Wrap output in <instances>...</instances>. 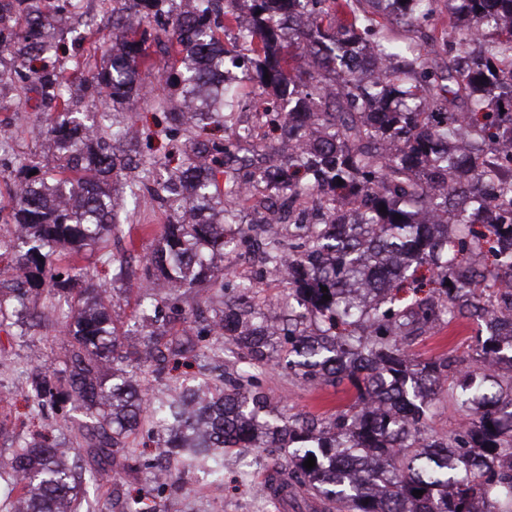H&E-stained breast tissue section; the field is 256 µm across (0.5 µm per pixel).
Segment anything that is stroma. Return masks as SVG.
<instances>
[{
  "mask_svg": "<svg viewBox=\"0 0 512 512\" xmlns=\"http://www.w3.org/2000/svg\"><path fill=\"white\" fill-rule=\"evenodd\" d=\"M112 6V0H84L81 13L67 19L64 25L65 30L84 33L81 44L67 46L61 59L70 83L69 91L81 110L85 109L87 100L80 87L92 80L102 62L106 49L103 36L108 32ZM50 119V113L43 109L19 104L15 91L0 90V139L11 146L9 152H0V239L14 237L11 204L14 171L19 161L40 156L37 134L47 128ZM168 220V212L156 202L142 199L125 224L122 236L113 241L111 251H86L77 259L78 265L109 278L112 315L127 338L150 328L137 308L142 292L139 277L144 254L155 244ZM224 271L233 280L243 274L250 275L258 285L259 299L268 306L269 319L278 320L286 314V282L263 275L258 269L243 268L242 256L236 251L225 254ZM481 332L479 323L460 318L440 324L434 333L417 338L409 352L417 363L445 353L463 359ZM67 346V338L47 323L30 329L8 321L0 325V420L17 418L34 421L38 426L63 429L77 419L78 414L68 401L45 407L40 415L32 413L30 368H61ZM253 375L269 395L273 408L288 416L324 419L350 402L342 389L303 381L288 369L273 364L257 367ZM268 461L262 449L236 448L224 455L223 484H215L210 476L198 473L178 486L162 490L156 488L151 468L144 465L119 482H105L88 493L78 512H122L126 497L140 490L152 491L158 512H322L319 503L313 500L299 498L287 502L269 497L264 490Z\"/></svg>",
  "mask_w": 512,
  "mask_h": 512,
  "instance_id": "1",
  "label": "stroma"
}]
</instances>
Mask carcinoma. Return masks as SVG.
Here are the masks:
<instances>
[{
	"mask_svg": "<svg viewBox=\"0 0 512 512\" xmlns=\"http://www.w3.org/2000/svg\"><path fill=\"white\" fill-rule=\"evenodd\" d=\"M247 24L234 30L232 59L218 31L241 16V0H127L112 12L109 47L86 94L112 101V111L146 97L141 68L156 47L177 67L178 102L151 96L164 123L144 133L112 121L87 126L73 115L57 53L58 24L81 0H0V89L28 80L61 120L39 133L45 171L22 168L12 194L21 250L0 268V286L21 297L50 272L62 247L78 254L117 236L140 194L171 212L143 264L145 287L164 279L170 290H196L192 316L211 338L182 336L158 326L127 347L110 312V292L96 273L75 264L70 278L88 283L72 301L59 284L50 292L55 322L69 338L63 375L31 373L37 403L60 395L83 410L79 426L97 466L89 481L117 479L112 449L152 417L159 488L201 471L224 482V451L261 448L271 457L266 488L282 499L303 489L325 512H512V471L497 460L512 453V382L505 386L484 359L493 354L512 370V335L493 331L512 319V299L498 303L493 287L512 280V0H447L459 23L421 42L401 31L426 26L441 0H249ZM375 46L388 58L367 82L352 54ZM443 53L436 67L429 56ZM253 72L249 93L227 82L224 63ZM269 78H264V75ZM263 115L272 147L299 143L263 162L240 136L244 108ZM222 141L202 136L211 124ZM185 140L151 162L138 185L124 191L112 175L131 158L120 146L140 138ZM161 165L167 179L153 183ZM283 201L288 236L269 230L260 215L247 224L224 200L245 199L253 184ZM330 215L344 203L364 205L359 224L304 222L298 200ZM258 250L267 274L291 285L288 319L267 325L251 300L254 285L219 279L216 259L228 250ZM327 291H321V287ZM234 295L227 310L213 299ZM331 296L326 301L323 295ZM481 323L466 370L448 355L413 368L408 347L445 318ZM233 342L243 366L221 383L188 386L175 378L165 399L153 401L128 370L136 361L162 373L191 365L204 349ZM307 381L347 383L353 397L329 419L299 420L270 410L251 370L271 361ZM448 396L470 412L463 432L438 436L428 425L430 401ZM315 457V466L304 462ZM80 450L55 430L16 443L0 461L13 493L10 512H77ZM415 490L423 491L417 498Z\"/></svg>",
	"mask_w": 512,
	"mask_h": 512,
	"instance_id": "cac0c4a2",
	"label": "carcinoma"
}]
</instances>
